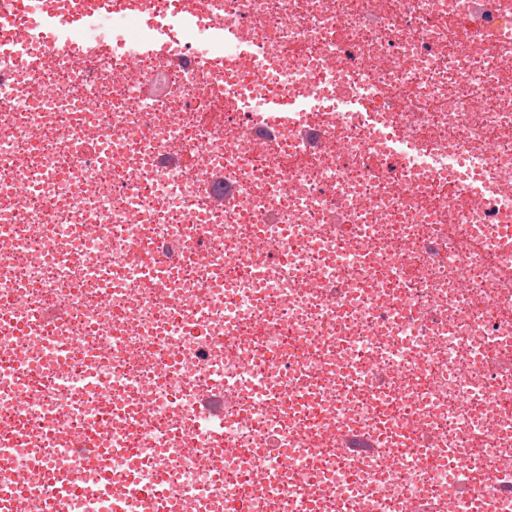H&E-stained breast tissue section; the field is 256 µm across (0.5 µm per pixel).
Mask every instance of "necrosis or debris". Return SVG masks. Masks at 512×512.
Segmentation results:
<instances>
[{
  "label": "necrosis or debris",
  "mask_w": 512,
  "mask_h": 512,
  "mask_svg": "<svg viewBox=\"0 0 512 512\" xmlns=\"http://www.w3.org/2000/svg\"><path fill=\"white\" fill-rule=\"evenodd\" d=\"M185 7L287 69L216 81L241 47L191 31L130 57L136 11L0 54V422L42 471L10 512H512V249L479 242L512 0Z\"/></svg>",
  "instance_id": "necrosis-or-debris-1"
}]
</instances>
